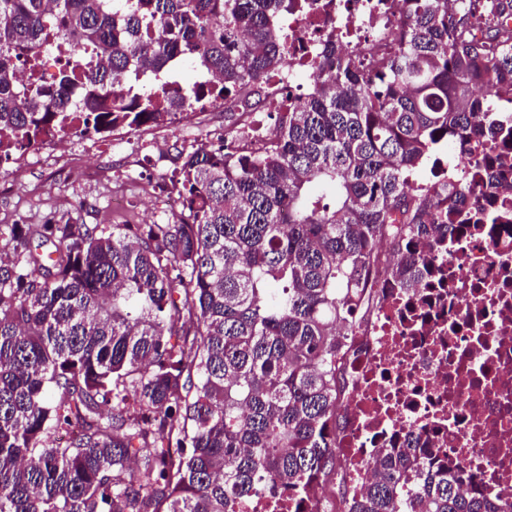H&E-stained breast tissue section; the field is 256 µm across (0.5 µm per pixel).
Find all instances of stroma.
<instances>
[{
	"label": "stroma",
	"mask_w": 512,
	"mask_h": 512,
	"mask_svg": "<svg viewBox=\"0 0 512 512\" xmlns=\"http://www.w3.org/2000/svg\"><path fill=\"white\" fill-rule=\"evenodd\" d=\"M238 121L216 108L172 125L68 138L0 165V252L15 224H163L185 153Z\"/></svg>",
	"instance_id": "stroma-1"
}]
</instances>
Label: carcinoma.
<instances>
[{
    "label": "carcinoma",
    "mask_w": 512,
    "mask_h": 512,
    "mask_svg": "<svg viewBox=\"0 0 512 512\" xmlns=\"http://www.w3.org/2000/svg\"><path fill=\"white\" fill-rule=\"evenodd\" d=\"M298 0H0V161L58 132L174 124L261 96ZM371 61L327 65L274 134L188 153L167 224H15L0 255V512H236L336 470L337 327L365 282L413 287L456 225L409 176L443 141L484 144L512 98V0H401ZM53 47L55 80L39 71ZM196 68L185 83L172 65ZM70 434L62 447L54 435ZM347 512H512L437 450L379 449ZM471 483L473 489L464 485Z\"/></svg>",
    "instance_id": "obj_1"
}]
</instances>
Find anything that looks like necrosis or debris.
Instances as JSON below:
<instances>
[{
  "instance_id": "necrosis-or-debris-1",
  "label": "necrosis or debris",
  "mask_w": 512,
  "mask_h": 512,
  "mask_svg": "<svg viewBox=\"0 0 512 512\" xmlns=\"http://www.w3.org/2000/svg\"><path fill=\"white\" fill-rule=\"evenodd\" d=\"M402 24L399 0H310L289 14L287 29L306 59L321 62L332 41L383 53L388 33ZM413 182L465 192L455 216L463 229L435 255L412 242L424 267L417 286L401 288L383 275L369 283L374 307L340 362L336 481L352 498L373 479L379 449L435 448L474 474L489 497L512 503V168L489 167L480 148L452 144ZM330 506L316 485L305 503L266 492L242 501L238 512Z\"/></svg>"
}]
</instances>
